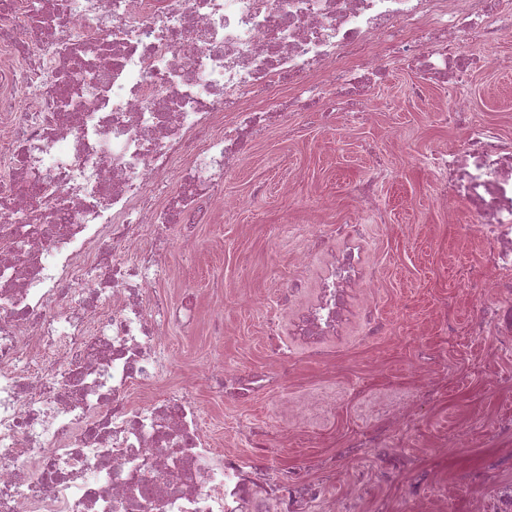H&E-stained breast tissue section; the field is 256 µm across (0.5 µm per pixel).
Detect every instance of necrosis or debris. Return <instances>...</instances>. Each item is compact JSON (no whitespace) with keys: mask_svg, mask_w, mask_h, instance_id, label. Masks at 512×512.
Returning <instances> with one entry per match:
<instances>
[{"mask_svg":"<svg viewBox=\"0 0 512 512\" xmlns=\"http://www.w3.org/2000/svg\"><path fill=\"white\" fill-rule=\"evenodd\" d=\"M502 0H39L42 22L0 28V512H458L412 470L399 499L364 498L394 455L415 404L394 400L352 448L363 459L343 494L335 458L315 474L261 464L264 438L240 427L250 451L217 450L202 435L196 396L180 387L159 402L130 403L136 384L168 373L164 329L193 308L153 288L157 257L177 228L214 223L224 176L263 115L251 96L290 85L291 109L328 121L399 53L431 79L456 86L473 60L458 38L512 41ZM96 74L94 84L78 78ZM449 120L462 146L430 159L441 210L465 205L467 231L486 238L472 332L491 337L485 372L512 355V139L475 126L464 95ZM178 202L159 203L172 174ZM360 257L338 256L295 333L312 358L338 336L352 293L365 333L374 279ZM211 389L246 398L281 371H199ZM493 452L465 479L479 486L471 512H512V418L488 432Z\"/></svg>","mask_w":512,"mask_h":512,"instance_id":"1","label":"necrosis or debris"}]
</instances>
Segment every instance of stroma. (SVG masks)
Masks as SVG:
<instances>
[{
    "label": "stroma",
    "mask_w": 512,
    "mask_h": 512,
    "mask_svg": "<svg viewBox=\"0 0 512 512\" xmlns=\"http://www.w3.org/2000/svg\"><path fill=\"white\" fill-rule=\"evenodd\" d=\"M461 48L484 60L462 78L479 122L512 137V68L498 65L512 59V43L465 41ZM363 103L375 112L373 123H353L339 110L326 125L302 112L293 117L297 137L273 128L253 140L224 180V195L235 200V208L218 210L215 223L198 225L196 249L171 242L157 287L176 303L192 295L195 321L187 329L167 328L171 370L150 391L134 389L133 398L161 399L171 388L192 386L203 431L215 448L241 447L237 430L252 423L266 433L268 464L286 470L320 456L344 459L368 423L364 401L412 393L415 368L425 362L437 372L438 397L418 408L400 442L441 486L450 487L459 469L479 463L483 429L499 411L512 408V359L503 362L501 379H488L483 363L491 340L469 332L479 288L471 273L483 265L482 245L437 206L425 163L432 150L460 145L466 133L439 119L451 108L447 87L404 65L390 64ZM376 169L384 175L374 185V202L385 219L368 224L365 243L377 277L375 298L389 329L363 337L360 317L352 316L344 336L324 345L337 362L327 370L293 336L292 317L314 297L330 250L342 244L337 225L360 218L356 187ZM287 185L292 195H284ZM311 227L327 241V250L309 251L305 233ZM305 251L310 260L302 269L297 259ZM297 276L303 288L293 307L278 306V288ZM448 317L456 322L451 335L442 328ZM272 322L294 357L279 390L230 401L198 377L206 364L246 373L271 367L266 336ZM325 391L337 392L335 406L317 417L314 429L280 444L289 401ZM448 444L454 452L437 461L434 449Z\"/></svg>",
    "instance_id": "stroma-1"
}]
</instances>
